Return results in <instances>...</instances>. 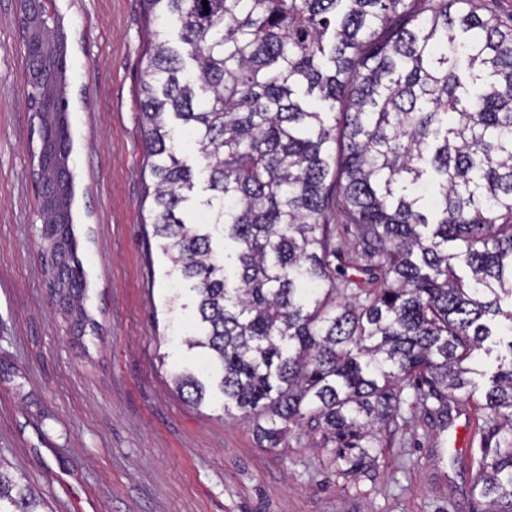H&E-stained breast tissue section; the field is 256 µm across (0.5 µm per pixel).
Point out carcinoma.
Returning a JSON list of instances; mask_svg holds the SVG:
<instances>
[{
	"label": "carcinoma",
	"instance_id": "1",
	"mask_svg": "<svg viewBox=\"0 0 512 512\" xmlns=\"http://www.w3.org/2000/svg\"><path fill=\"white\" fill-rule=\"evenodd\" d=\"M143 4L150 224L194 292L202 331L186 344L217 365L224 411L259 443L276 448L309 419L339 471L370 466L373 428L401 416L406 387L412 405L448 416V401L473 397L464 363L490 323L512 333V16L483 0ZM167 19L175 43L159 31ZM23 41L34 84H56L57 129L41 126L49 168L69 158L65 41ZM175 124L193 136L201 182ZM44 193L70 206L71 173ZM191 208L211 222L188 223ZM333 211L356 226L366 264L332 267ZM40 217L53 285L80 312L71 216L48 201ZM508 354L484 393L494 445L471 467L491 512H512V339ZM177 386L205 399L190 372ZM0 512H45L1 466Z\"/></svg>",
	"mask_w": 512,
	"mask_h": 512
}]
</instances>
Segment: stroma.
<instances>
[{"label":"stroma","mask_w":512,"mask_h":512,"mask_svg":"<svg viewBox=\"0 0 512 512\" xmlns=\"http://www.w3.org/2000/svg\"><path fill=\"white\" fill-rule=\"evenodd\" d=\"M67 36L73 231L85 321L61 302L35 191L41 141L27 101L19 0H0V460L49 512H487L471 466L482 396L446 417L379 428L376 465L344 474L314 424L260 447L225 413L191 333L190 290L147 239L140 120L142 0H54ZM207 387L183 399L174 377Z\"/></svg>","instance_id":"obj_1"}]
</instances>
